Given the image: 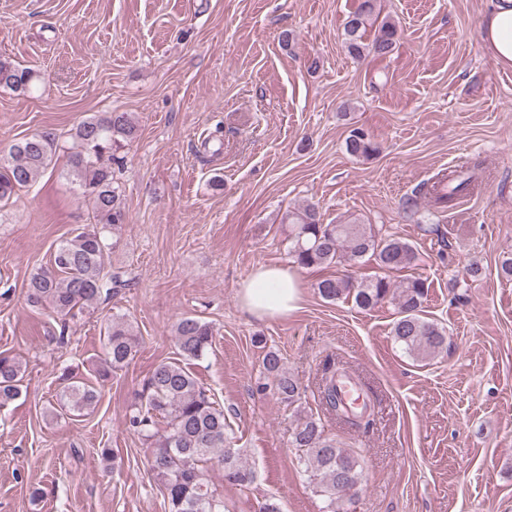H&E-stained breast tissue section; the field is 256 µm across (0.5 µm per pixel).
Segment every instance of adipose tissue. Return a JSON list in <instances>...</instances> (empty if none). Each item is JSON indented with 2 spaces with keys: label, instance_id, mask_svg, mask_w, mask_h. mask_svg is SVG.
<instances>
[{
  "label": "adipose tissue",
  "instance_id": "adipose-tissue-1",
  "mask_svg": "<svg viewBox=\"0 0 512 512\" xmlns=\"http://www.w3.org/2000/svg\"><path fill=\"white\" fill-rule=\"evenodd\" d=\"M481 37L488 53L501 66L512 67V0H491ZM242 306L259 319L291 315L303 299L299 277L286 265H260L238 287Z\"/></svg>",
  "mask_w": 512,
  "mask_h": 512
}]
</instances>
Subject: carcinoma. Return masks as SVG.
<instances>
[{"label": "carcinoma", "instance_id": "cac0c4a2", "mask_svg": "<svg viewBox=\"0 0 512 512\" xmlns=\"http://www.w3.org/2000/svg\"><path fill=\"white\" fill-rule=\"evenodd\" d=\"M373 12V0H364L344 24V41L355 58L366 54L382 57L392 51L396 28L388 21L382 22L372 43H364V31ZM36 78L30 68L0 61V88L24 93ZM138 136V126L125 112L92 115L76 125V147L68 154L66 175L92 200L94 222L79 226L63 239L50 266L33 269L26 288L29 305L50 308L66 317L130 286L126 271L105 270L103 231L110 228L115 232L126 223L117 173L124 168L122 152ZM62 149L57 134L51 130L11 144L7 153L0 155V203L36 181ZM346 149L354 157L369 158L378 153L376 144L359 128L350 131ZM474 180L471 166L462 165L450 171L442 177L443 191L432 196L434 205L448 207L472 189ZM285 220L291 224V256L301 268H324L345 259L355 263L369 257L380 268L391 271L408 268L415 260L408 242L380 238L370 224H323L313 205L288 213ZM317 288L327 301L351 298L365 310L392 301L398 317L391 334L417 357H435L447 348L446 331L423 316L427 287L419 278L408 279L395 288L383 277L358 282L344 275L325 278ZM105 335L106 358L98 372L102 381L127 366L137 348L131 325L119 317L107 323ZM213 336L209 323L191 316L180 318L174 328V343L182 359L161 361L154 367L128 416L129 425L153 448L150 470L163 487L168 512H224V501L209 483L211 467L221 468L224 480L229 483L244 486L253 479L239 453L225 445L224 410L210 401L182 364L184 359L205 356ZM262 367L263 382L257 391H270L290 407L301 401L302 384L285 371L278 353L267 351ZM22 380L21 363L10 355L0 354V408L18 398ZM58 381L61 410L80 416L97 403V388L76 379L72 370L63 369ZM318 390L319 407L324 413L338 418L349 413L339 397L336 363L332 359L323 365ZM297 415L289 446L301 452L309 483L328 499L331 512H346L344 501L336 496V487L342 482L358 485L362 478L358 456L340 447L327 434L322 419L300 410ZM160 419L165 424L162 429L158 428Z\"/></svg>", "mask_w": 512, "mask_h": 512}]
</instances>
